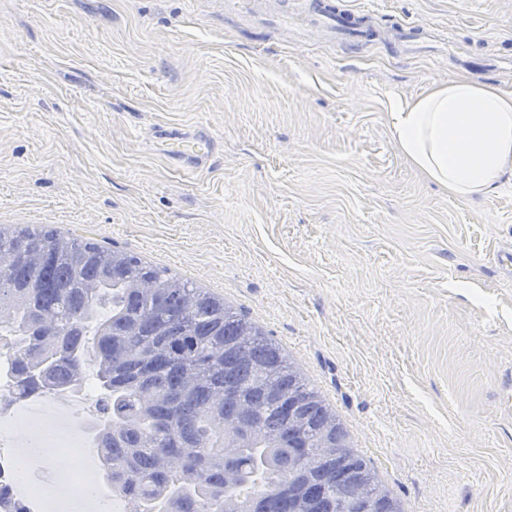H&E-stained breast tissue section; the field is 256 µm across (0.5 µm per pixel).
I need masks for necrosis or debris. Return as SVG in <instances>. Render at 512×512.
I'll return each instance as SVG.
<instances>
[{"mask_svg": "<svg viewBox=\"0 0 512 512\" xmlns=\"http://www.w3.org/2000/svg\"><path fill=\"white\" fill-rule=\"evenodd\" d=\"M0 358V512H130L127 498L100 482L87 494L97 448L89 435L98 390L94 376L80 389L17 397ZM73 452L65 470L48 460Z\"/></svg>", "mask_w": 512, "mask_h": 512, "instance_id": "4bbe7bcc", "label": "necrosis or debris"}]
</instances>
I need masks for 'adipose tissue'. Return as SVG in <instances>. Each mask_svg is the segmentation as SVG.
I'll return each instance as SVG.
<instances>
[{"instance_id": "adipose-tissue-1", "label": "adipose tissue", "mask_w": 512, "mask_h": 512, "mask_svg": "<svg viewBox=\"0 0 512 512\" xmlns=\"http://www.w3.org/2000/svg\"><path fill=\"white\" fill-rule=\"evenodd\" d=\"M387 122L405 161L455 200L512 181V91L458 77L395 101Z\"/></svg>"}]
</instances>
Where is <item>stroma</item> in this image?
<instances>
[{
  "label": "stroma",
  "instance_id": "obj_1",
  "mask_svg": "<svg viewBox=\"0 0 512 512\" xmlns=\"http://www.w3.org/2000/svg\"><path fill=\"white\" fill-rule=\"evenodd\" d=\"M330 2L371 41L307 0H0V225L224 297L405 512H512V183L453 200L386 120L460 75L512 90V0ZM212 151V144L207 138H175L168 143L167 152L207 157Z\"/></svg>",
  "mask_w": 512,
  "mask_h": 512
}]
</instances>
